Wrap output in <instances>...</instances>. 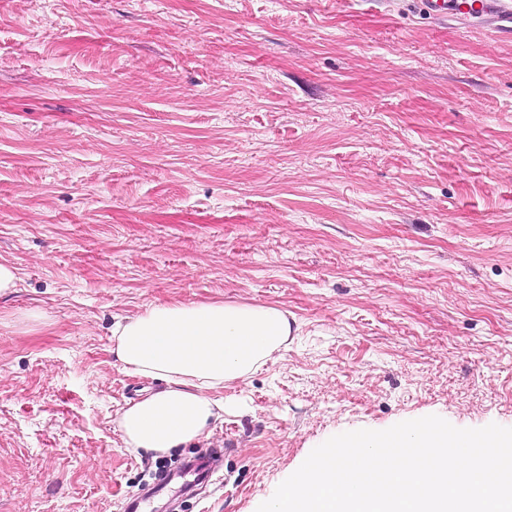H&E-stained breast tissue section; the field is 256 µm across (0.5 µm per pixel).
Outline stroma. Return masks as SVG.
<instances>
[{
  "label": "stroma",
  "mask_w": 512,
  "mask_h": 512,
  "mask_svg": "<svg viewBox=\"0 0 512 512\" xmlns=\"http://www.w3.org/2000/svg\"><path fill=\"white\" fill-rule=\"evenodd\" d=\"M416 0H0V512H124L163 457L112 352L146 306L291 340L172 458L257 512L328 438L512 427V42Z\"/></svg>",
  "instance_id": "1"
}]
</instances>
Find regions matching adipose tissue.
<instances>
[{"label": "adipose tissue", "mask_w": 512, "mask_h": 512, "mask_svg": "<svg viewBox=\"0 0 512 512\" xmlns=\"http://www.w3.org/2000/svg\"><path fill=\"white\" fill-rule=\"evenodd\" d=\"M292 334L287 311L246 304H157L114 323L116 359L159 390L122 409L127 447L167 454L224 414L212 395L263 366Z\"/></svg>", "instance_id": "ef3b65f1"}]
</instances>
